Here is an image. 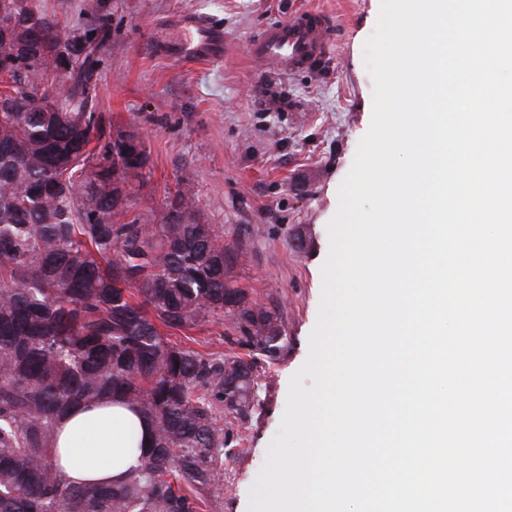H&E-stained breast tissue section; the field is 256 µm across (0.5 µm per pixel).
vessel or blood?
<instances>
[{
  "mask_svg": "<svg viewBox=\"0 0 512 512\" xmlns=\"http://www.w3.org/2000/svg\"><path fill=\"white\" fill-rule=\"evenodd\" d=\"M331 22L316 12H300L266 26L249 43L250 56L283 72H293L323 58L329 50ZM151 53L183 62L212 61L224 54V30L204 16H174L167 34L153 36Z\"/></svg>",
  "mask_w": 512,
  "mask_h": 512,
  "instance_id": "obj_1",
  "label": "vessel or blood"
}]
</instances>
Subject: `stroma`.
Wrapping results in <instances>:
<instances>
[{"label":"stroma","mask_w":512,"mask_h":512,"mask_svg":"<svg viewBox=\"0 0 512 512\" xmlns=\"http://www.w3.org/2000/svg\"><path fill=\"white\" fill-rule=\"evenodd\" d=\"M111 30L97 70L98 109L135 126L148 163L133 181L132 214L162 213L178 191L194 194L205 223L240 255L234 287L258 305L280 306L288 347L267 375L260 405L235 427L224 490L213 512H249L250 491L277 434L289 381L309 352L330 253L328 225L372 116L374 83L364 63L380 0H98ZM300 10L332 22L329 58L281 74L259 65L249 41ZM182 11L224 29V57L187 64L145 49ZM308 229L313 247L290 237Z\"/></svg>","instance_id":"stroma-1"}]
</instances>
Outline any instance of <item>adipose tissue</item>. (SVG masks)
I'll use <instances>...</instances> for the list:
<instances>
[{
	"instance_id": "1",
	"label": "adipose tissue",
	"mask_w": 512,
	"mask_h": 512,
	"mask_svg": "<svg viewBox=\"0 0 512 512\" xmlns=\"http://www.w3.org/2000/svg\"><path fill=\"white\" fill-rule=\"evenodd\" d=\"M58 463L81 483L124 479L151 444V425L121 399L105 397L71 409L57 422Z\"/></svg>"
}]
</instances>
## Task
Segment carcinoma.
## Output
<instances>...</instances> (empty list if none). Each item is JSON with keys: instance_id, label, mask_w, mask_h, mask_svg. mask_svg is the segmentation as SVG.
Here are the masks:
<instances>
[{"instance_id": "1", "label": "carcinoma", "mask_w": 512, "mask_h": 512, "mask_svg": "<svg viewBox=\"0 0 512 512\" xmlns=\"http://www.w3.org/2000/svg\"><path fill=\"white\" fill-rule=\"evenodd\" d=\"M40 28L23 68L0 69V512H209L231 445L288 336L278 309L227 281L237 254L180 191L159 219H127L120 190L148 163L112 138L95 72L111 31L59 24L41 0H0ZM230 317L245 356L171 340ZM112 395L154 426L112 486L76 485L53 431Z\"/></svg>"}]
</instances>
